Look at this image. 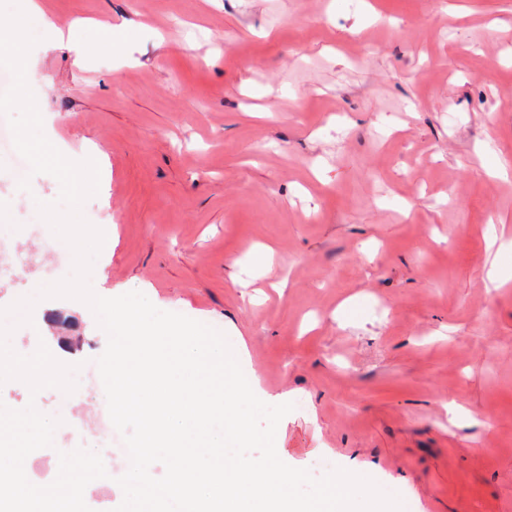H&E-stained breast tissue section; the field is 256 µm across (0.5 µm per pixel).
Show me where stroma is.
Wrapping results in <instances>:
<instances>
[{
  "mask_svg": "<svg viewBox=\"0 0 512 512\" xmlns=\"http://www.w3.org/2000/svg\"><path fill=\"white\" fill-rule=\"evenodd\" d=\"M37 2L44 133L100 167L96 292L225 333L263 402L294 405L289 466L331 458L411 512H512V0ZM19 160L5 139L0 234L41 266L0 308L72 271L36 209L59 183ZM33 317L13 348L46 344L78 387L0 402L67 410L101 451V329L72 299ZM71 445L32 452L30 482Z\"/></svg>",
  "mask_w": 512,
  "mask_h": 512,
  "instance_id": "obj_1",
  "label": "stroma"
}]
</instances>
